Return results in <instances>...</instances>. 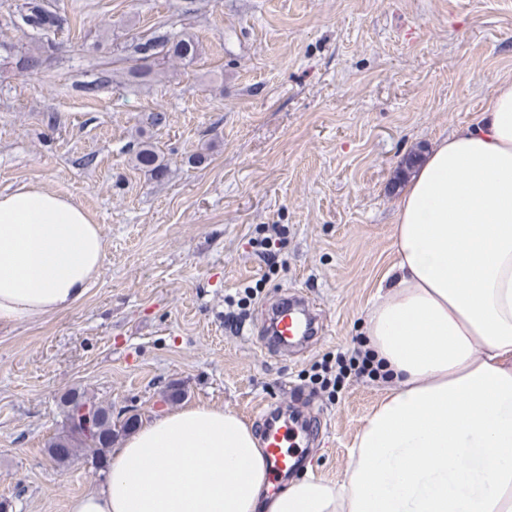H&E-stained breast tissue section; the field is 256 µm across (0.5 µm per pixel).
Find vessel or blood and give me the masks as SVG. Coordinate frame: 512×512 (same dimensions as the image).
<instances>
[{"label":"vessel or blood","mask_w":512,"mask_h":512,"mask_svg":"<svg viewBox=\"0 0 512 512\" xmlns=\"http://www.w3.org/2000/svg\"><path fill=\"white\" fill-rule=\"evenodd\" d=\"M272 336L264 340L265 349L280 353L296 345H306L318 334L317 318L308 300L300 295L284 298L271 311ZM303 445L296 426L273 421L265 429L264 447L269 462V478L277 480L295 465Z\"/></svg>","instance_id":"obj_1"}]
</instances>
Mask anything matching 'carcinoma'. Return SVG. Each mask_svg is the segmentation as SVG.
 <instances>
[{
	"mask_svg": "<svg viewBox=\"0 0 512 512\" xmlns=\"http://www.w3.org/2000/svg\"><path fill=\"white\" fill-rule=\"evenodd\" d=\"M23 26L26 30L45 34L49 27H61L62 16L45 7L41 0H30L27 10L22 15ZM127 52L133 58L134 65L128 68V73L134 78L144 79L153 73L154 67L160 62L178 61L184 65L193 64L199 55V44L187 33L153 34L149 37H133ZM17 68L26 74H36L42 67L41 56L33 50L20 53L16 60ZM132 159L136 166L149 172L155 177L164 173V165L160 160L156 146L147 141L136 144L132 149ZM77 401L89 406L96 413L95 436L88 439L72 425L70 418H65L66 431L50 441L47 453L58 464L67 463L80 449L91 452L92 464L102 470L107 467V452L114 440L121 434L137 427L138 414L125 415L121 412L112 415V407L103 405L95 399L80 392L70 393L63 403V413H68V405Z\"/></svg>",
	"mask_w": 512,
	"mask_h": 512,
	"instance_id": "cac0c4a2",
	"label": "carcinoma"
}]
</instances>
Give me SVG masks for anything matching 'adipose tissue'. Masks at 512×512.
Listing matches in <instances>:
<instances>
[{
    "instance_id": "obj_1",
    "label": "adipose tissue",
    "mask_w": 512,
    "mask_h": 512,
    "mask_svg": "<svg viewBox=\"0 0 512 512\" xmlns=\"http://www.w3.org/2000/svg\"><path fill=\"white\" fill-rule=\"evenodd\" d=\"M395 263L362 329L389 381L341 482L271 492L244 420L211 405L144 424L70 512H512V81L433 143L396 211ZM99 225L33 184L0 192V325L69 311Z\"/></svg>"
}]
</instances>
